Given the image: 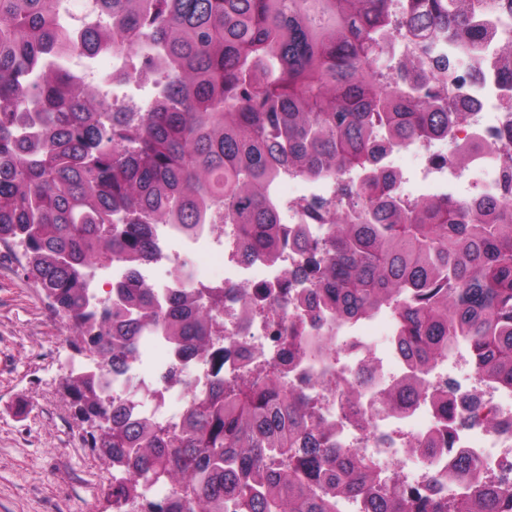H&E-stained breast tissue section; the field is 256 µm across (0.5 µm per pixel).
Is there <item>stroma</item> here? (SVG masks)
I'll list each match as a JSON object with an SVG mask.
<instances>
[{
	"label": "stroma",
	"instance_id": "obj_1",
	"mask_svg": "<svg viewBox=\"0 0 512 512\" xmlns=\"http://www.w3.org/2000/svg\"><path fill=\"white\" fill-rule=\"evenodd\" d=\"M0 243V512H115L112 476L63 395L65 320Z\"/></svg>",
	"mask_w": 512,
	"mask_h": 512
}]
</instances>
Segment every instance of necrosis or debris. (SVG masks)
Masks as SVG:
<instances>
[{"label": "necrosis or debris", "instance_id": "4bbe7bcc", "mask_svg": "<svg viewBox=\"0 0 512 512\" xmlns=\"http://www.w3.org/2000/svg\"><path fill=\"white\" fill-rule=\"evenodd\" d=\"M73 55L56 59V67L78 75L86 84L112 87V105L120 108L141 103L154 96L163 82V73L143 77L144 59L127 49L107 48L101 58ZM449 96H463L472 109L466 121L440 139L413 141L392 148L383 158L385 169L395 172L392 192L407 205L426 196H448L475 200L503 193L502 177L512 169V149L501 143L504 130L512 126V113L506 109L512 92L501 87L492 75L466 80L449 87ZM477 139L482 149L472 153L464 166H456L451 148L465 140ZM415 163L414 177L401 174V156ZM271 194L289 226L310 221L309 205L322 202L356 220L359 209L353 199L340 196L333 181L309 179L282 170ZM224 247L216 249L210 228L186 234L180 225H158L155 234L157 256L142 265L140 279L153 288L157 300H164L179 288H193L202 296L224 293V373L242 371L243 358L276 359L288 343V326L295 321L294 306L284 305L279 285L288 272L302 261L293 250H283L277 258L261 255L241 260L237 253L235 225L223 227ZM265 289L249 319L241 317L240 295ZM397 322L392 310H379L372 318L345 324L332 323L320 332L326 353L297 361L287 370L289 388L307 395L316 418L329 421L333 441L341 448H355L373 454L380 468L396 475L408 496L444 494L448 491L449 457L441 453L425 458L412 452L415 441L434 434L438 416L431 403L421 402L395 414L380 412L379 389L400 380L408 365L394 337ZM375 363V377L359 378L360 367ZM213 376L210 365L200 357L178 355L167 337L151 330L137 341V357L124 373L102 375L112 397L127 405L134 416L164 424L173 423L177 410L186 406L189 395L184 380L205 386ZM453 382L456 416L466 424L457 433L456 446L476 458L486 475L500 479L512 468V388L486 382L475 373L466 342H458L448 358L438 361L428 375L430 387ZM350 386L357 393L345 402L340 388Z\"/></svg>", "mask_w": 512, "mask_h": 512}]
</instances>
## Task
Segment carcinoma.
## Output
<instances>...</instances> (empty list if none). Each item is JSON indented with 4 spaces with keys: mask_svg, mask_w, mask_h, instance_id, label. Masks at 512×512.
<instances>
[{
    "mask_svg": "<svg viewBox=\"0 0 512 512\" xmlns=\"http://www.w3.org/2000/svg\"><path fill=\"white\" fill-rule=\"evenodd\" d=\"M64 0H0V243L24 247L28 274L67 320L69 346L121 373L138 336L157 328L179 353L209 354L221 366L223 294L209 302L193 288L159 305L148 285L118 286L95 303L89 272L121 260L132 267L155 252L154 227L189 234L210 216L237 226L243 255L273 259L287 240L268 194L281 169L332 178L356 194L359 222L326 225L327 241L307 252L282 285L296 293L298 320L275 365L246 362L191 400L181 420L134 418L89 369H68L65 394L92 427L89 448L106 467L134 472L109 494L140 512H337L355 497L363 512H512V484L457 457L459 491L405 499L369 456L328 443L307 397L285 391L279 372L321 351L303 327L328 318L361 319L395 306L397 343L409 372L379 397L383 412L426 398L442 430L413 448H451L457 418L451 384L431 390L434 364L459 341L483 377L512 386V209L500 199L474 206L420 200L404 208L378 168L388 146L445 137L463 109L431 92L464 58L489 43L490 66L512 89V35L475 22L489 9L512 23V0H408L401 21L387 0H97L100 17L73 32ZM439 28L453 58L429 50L380 83L378 36L408 38ZM159 51L168 63L162 93L136 112L112 111V88L78 86L54 56L103 47ZM355 172L361 184L344 177ZM111 418L107 430L95 428ZM173 486L165 503L145 505L148 489Z\"/></svg>",
    "mask_w": 512,
    "mask_h": 512,
    "instance_id": "obj_1",
    "label": "carcinoma"
}]
</instances>
